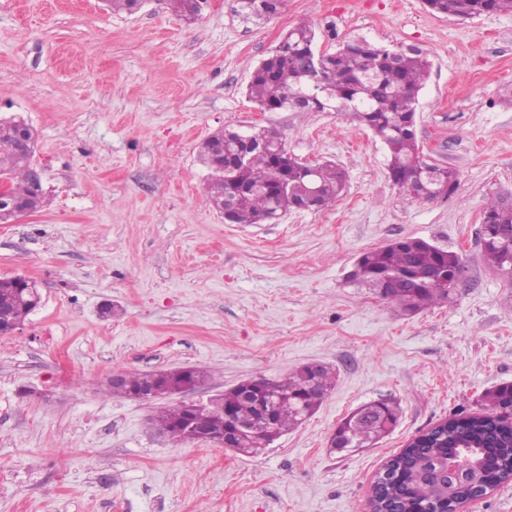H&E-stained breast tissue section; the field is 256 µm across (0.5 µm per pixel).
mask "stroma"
<instances>
[{
  "instance_id": "35a3bbf8",
  "label": "stroma",
  "mask_w": 512,
  "mask_h": 512,
  "mask_svg": "<svg viewBox=\"0 0 512 512\" xmlns=\"http://www.w3.org/2000/svg\"><path fill=\"white\" fill-rule=\"evenodd\" d=\"M206 0H0V117L35 130L45 206L0 224V278L35 281L40 308L0 335V512H368L384 464L416 436L479 412L512 383V277L483 257V211L512 195V13L467 22L422 0H282L254 22ZM316 48L359 37L430 58L416 133L457 170L447 199L409 201L388 152L345 112H266L247 95L288 30ZM276 128L299 159L348 174L322 210L230 224L207 192L211 134ZM405 237L457 252L450 303L401 315L348 284L359 255ZM112 315H103L105 306ZM333 369L317 411L259 456L155 433L154 406L104 392L113 372L198 366L205 401L296 367ZM392 399L374 447L330 452L339 421Z\"/></svg>"
}]
</instances>
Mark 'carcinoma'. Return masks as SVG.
Segmentation results:
<instances>
[{
  "label": "carcinoma",
  "mask_w": 512,
  "mask_h": 512,
  "mask_svg": "<svg viewBox=\"0 0 512 512\" xmlns=\"http://www.w3.org/2000/svg\"><path fill=\"white\" fill-rule=\"evenodd\" d=\"M237 12L263 18L275 14L280 0H236ZM432 13L466 21L486 14L512 11V0H423ZM185 20H196L201 0H169ZM315 33L301 24L288 30L274 53L257 67L249 95L267 112H349L384 143L389 154V178L407 190L411 201L449 198L458 183L456 170L427 163L416 134V105L431 68L420 49L387 48L365 39L347 42L321 58L318 80L310 78L308 56ZM249 142L224 130L203 145L215 208L231 209L232 224H266L311 203L321 209L343 192L346 173L337 165L317 163L307 168L285 158L279 131L261 127ZM36 145L33 128L18 116L0 117V177L12 186L13 197L33 212L46 195H36L28 180ZM482 243L487 261L512 275V199H491L483 213ZM462 257L440 251L419 238H403L367 250L358 258L350 279L376 291L397 309L415 314L451 299L445 277L454 274ZM399 279L395 288H382ZM37 288L18 285L17 278L0 279V314L4 326L18 327L40 306ZM335 373L326 365L297 368L282 381L273 380L247 394L234 387L220 395L224 407L205 404L162 410L152 424L176 442L189 426L209 435H223L236 422L261 419L259 400L273 411L272 430L281 435L309 417L334 388ZM183 383L180 368L127 372L124 382H106V393L131 398L150 387L165 390ZM512 404V384L487 391L481 412L451 418L446 424L409 444L385 465L386 477L375 481L371 502L376 512H450L454 503L472 498L486 481L512 475V420L502 410ZM398 420L397 405L377 400L360 406L334 430L330 449L353 452L367 448L389 433ZM462 458L467 472L453 484L441 474L449 461Z\"/></svg>",
  "instance_id": "carcinoma-1"
}]
</instances>
